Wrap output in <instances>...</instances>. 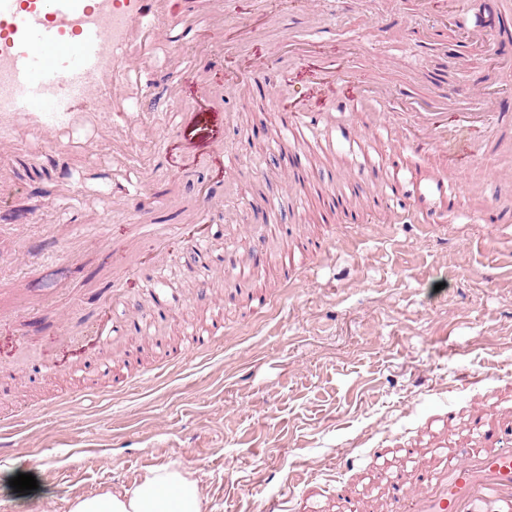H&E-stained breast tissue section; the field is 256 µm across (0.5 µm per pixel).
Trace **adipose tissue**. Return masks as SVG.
I'll return each mask as SVG.
<instances>
[{
    "label": "adipose tissue",
    "mask_w": 512,
    "mask_h": 512,
    "mask_svg": "<svg viewBox=\"0 0 512 512\" xmlns=\"http://www.w3.org/2000/svg\"><path fill=\"white\" fill-rule=\"evenodd\" d=\"M69 512H203L199 483L172 462L147 471L131 489L79 495Z\"/></svg>",
    "instance_id": "obj_1"
}]
</instances>
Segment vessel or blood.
Here are the masks:
<instances>
[{"label":"vessel or blood","instance_id":"b4317fda","mask_svg":"<svg viewBox=\"0 0 512 512\" xmlns=\"http://www.w3.org/2000/svg\"><path fill=\"white\" fill-rule=\"evenodd\" d=\"M507 0H494L490 16L462 20L469 35L484 40L489 31H506ZM235 24L227 0H0V157L12 151L21 133L56 143L51 167L61 188V213L84 210L87 201L73 177L72 152L59 139L80 122L107 117L96 142L112 168L135 174V182L115 185L134 215L154 208L153 172L141 165L142 151L158 154L144 104L161 96L177 101L180 88L165 83L152 64L162 40L173 48L166 65L191 76L202 98H212L204 57L185 59L176 44L202 25L217 30ZM236 25V24H235ZM385 84L365 90L354 103L369 124L389 122L403 130L419 129L425 143L445 161L432 186L443 190L457 181L454 154L468 145L472 161H491L512 129V102L490 97L479 83L461 90L440 85L436 96L411 88L401 91L403 111L388 112ZM185 150L209 141L223 158V141L212 138L201 112L175 115ZM224 215V193L208 189L184 210L175 224H135L123 256L88 281L105 310L89 320L84 307L70 308L65 335L85 331L97 346L114 341L118 329L111 312L122 299V285L135 276L142 257L158 254L168 265L171 241L183 238L192 224H208ZM419 459L412 471L395 470L382 493L367 498L338 497L336 512H512V445L490 447L465 442L450 448H407Z\"/></svg>","mask_w":512,"mask_h":512}]
</instances>
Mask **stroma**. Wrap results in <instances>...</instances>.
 I'll use <instances>...</instances> for the list:
<instances>
[{"label": "stroma", "mask_w": 512, "mask_h": 512, "mask_svg": "<svg viewBox=\"0 0 512 512\" xmlns=\"http://www.w3.org/2000/svg\"><path fill=\"white\" fill-rule=\"evenodd\" d=\"M303 0H282L254 14L252 0H237L246 23L263 26L266 39L253 54H225L235 37L212 38L198 29L180 47L208 51L214 86L226 73H250L258 58L278 64L283 40L297 59L282 91L308 96L307 66L314 54L335 51L345 75L336 96L374 81L411 84L434 94L432 76L466 86L482 78L490 92L512 96V50L497 35L474 42L439 8L420 13L413 0H356L354 9L326 7L321 38L306 42L287 30L285 9ZM400 59V68L388 61ZM279 94H228L214 104L215 127L224 141V224L211 226L214 247L247 248L262 218L250 198L276 203L275 229L265 241L253 279L223 268L210 294L189 277L191 251L174 246L176 270L168 284L187 303L158 321L147 314L146 288L156 268L144 263L126 285L116 323H129L114 347L77 359L60 340L56 320L64 306L83 300V282L68 253L84 238L83 264L96 267L102 253L121 252L131 222L112 195V180H90L94 206L74 223L58 219L54 183L29 161L51 154L47 143L18 146L9 158L17 190L0 208V288L15 289V317L0 320V363L19 348L30 358L21 383L0 399V423L8 447H0V512H68L73 496L132 488L150 468L178 462L196 479L204 512H259L287 484L317 471L354 493L362 476L383 466V456L406 444L426 446L433 435H464L470 416L483 408L494 418L486 437L512 442V223H501L499 182L472 163L442 207L446 217L423 228L420 191L433 170L428 155L409 153L404 188L356 178L355 155L408 145L410 133L383 125L360 145L337 140L315 160L308 182L288 172L292 135L282 125ZM161 206L152 220L172 224L215 177L206 148L187 166L146 156ZM352 194L353 206L368 198L400 214L384 228L378 219L346 223L329 210L325 193ZM35 214L36 222L19 221ZM312 241L327 245L286 274L284 252ZM47 326L28 335L27 306ZM223 315L224 330L210 352L198 355L193 339ZM99 381L84 396L85 378ZM354 459L357 468L345 467ZM25 471L47 494H22L5 477Z\"/></svg>", "instance_id": "35a3bbf8"}]
</instances>
